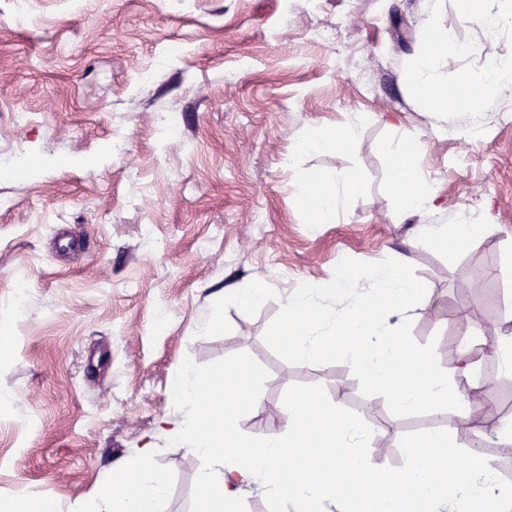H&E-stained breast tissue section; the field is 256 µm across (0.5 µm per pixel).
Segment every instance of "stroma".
Listing matches in <instances>:
<instances>
[{
    "mask_svg": "<svg viewBox=\"0 0 512 512\" xmlns=\"http://www.w3.org/2000/svg\"><path fill=\"white\" fill-rule=\"evenodd\" d=\"M425 0H0V502L96 512L103 476L152 444L167 474L165 512H198L202 460L167 424L195 417L171 384L184 366L222 376L247 358L261 404L240 427L283 432L288 400L317 391L390 440L388 464L433 431L466 444L454 411L400 413L345 360L299 361L273 329L284 293L332 288L363 260H404L436 306L402 331L442 369L486 308L512 318V98L435 117L409 88L425 50ZM471 54L435 68L454 87L483 59L512 63V25L435 18ZM327 30L326 39L313 38ZM176 120L182 135L168 137ZM354 126L351 147L297 153L308 128ZM420 144L417 165L439 208L397 209L388 148ZM97 156L86 167V156ZM39 170L14 175L17 157ZM362 177L332 218L313 223L298 174ZM471 219L483 239L441 248L423 223ZM483 267L489 296L464 293ZM27 292L15 300L13 285ZM263 282L257 307L233 290ZM512 414V375L480 356L472 391Z\"/></svg>",
    "mask_w": 512,
    "mask_h": 512,
    "instance_id": "1",
    "label": "stroma"
}]
</instances>
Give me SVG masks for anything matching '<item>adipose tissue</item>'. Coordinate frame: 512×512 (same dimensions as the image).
I'll list each match as a JSON object with an SVG mask.
<instances>
[{
  "label": "adipose tissue",
  "instance_id": "1",
  "mask_svg": "<svg viewBox=\"0 0 512 512\" xmlns=\"http://www.w3.org/2000/svg\"><path fill=\"white\" fill-rule=\"evenodd\" d=\"M428 43L409 79L427 111H474L479 100L512 96V65L485 60L474 82L479 99L449 98L434 78L435 63L451 51L452 43L434 22H427ZM419 144L406 136L389 150V181L402 213L426 214L435 208V196L417 166ZM361 185L357 171L333 182L316 176L300 179L295 192L315 220L334 213ZM340 295L348 306L334 309L324 303L318 288H300L281 302L277 336L287 337V351L296 359L349 361L366 385L383 388L397 411L437 406L459 416L472 412L475 399L462 392L460 378L473 377L477 364L461 353L454 370H441L431 355L410 347L401 332L408 313L421 303H432L430 289L415 279L404 262L365 265L362 274L341 280ZM179 401L199 410L195 423H171L173 438L206 463L198 478L202 512H239L243 487H258L271 512H411L406 500L423 512H512V487L505 485L496 461L476 450L468 451L466 465L448 458L442 479L431 475L432 462L424 451L444 448L448 434L428 433L421 447L409 449L399 473L390 472L374 448L375 434L338 404L325 403L319 393H302L288 405L284 432L254 437L239 426L243 407L257 405L259 395L222 384L209 373L187 370L176 388ZM326 417L335 426L334 445L340 453L337 469L352 468L366 482L348 490L343 479L329 481L318 461L324 452L317 424ZM167 478L151 446L139 449L135 461L117 464L104 483L98 512H161Z\"/></svg>",
  "mask_w": 512,
  "mask_h": 512
}]
</instances>
